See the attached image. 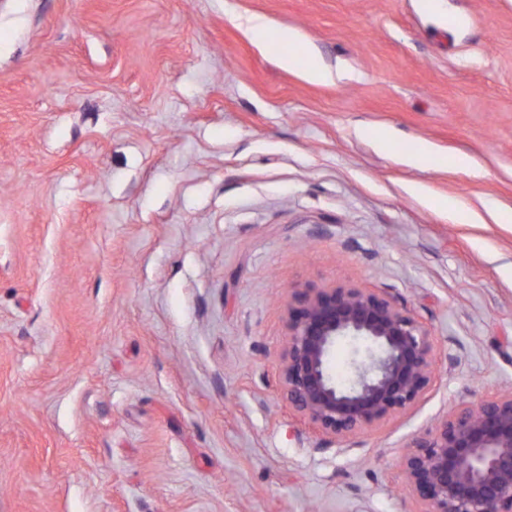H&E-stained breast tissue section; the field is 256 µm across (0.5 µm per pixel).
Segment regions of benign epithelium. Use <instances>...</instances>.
Masks as SVG:
<instances>
[{"label": "benign epithelium", "instance_id": "1", "mask_svg": "<svg viewBox=\"0 0 512 512\" xmlns=\"http://www.w3.org/2000/svg\"><path fill=\"white\" fill-rule=\"evenodd\" d=\"M287 325L281 376L288 405L334 437L340 451L432 386L429 329L380 292L294 291ZM342 336L366 342L347 385L328 366ZM400 468L421 512H512V393L462 405L414 435Z\"/></svg>", "mask_w": 512, "mask_h": 512}]
</instances>
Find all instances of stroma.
<instances>
[{
	"label": "stroma",
	"instance_id": "35a3bbf8",
	"mask_svg": "<svg viewBox=\"0 0 512 512\" xmlns=\"http://www.w3.org/2000/svg\"><path fill=\"white\" fill-rule=\"evenodd\" d=\"M498 209L512 0H0V512H418L412 435L512 391ZM338 286L435 353L343 453L281 384L289 293ZM299 56L306 61V67L303 73L309 81L319 82L326 76L325 70L317 63L316 55L313 52H301L298 56L288 54L283 57L282 63L284 66L288 67V69H294L299 63Z\"/></svg>",
	"mask_w": 512,
	"mask_h": 512
}]
</instances>
